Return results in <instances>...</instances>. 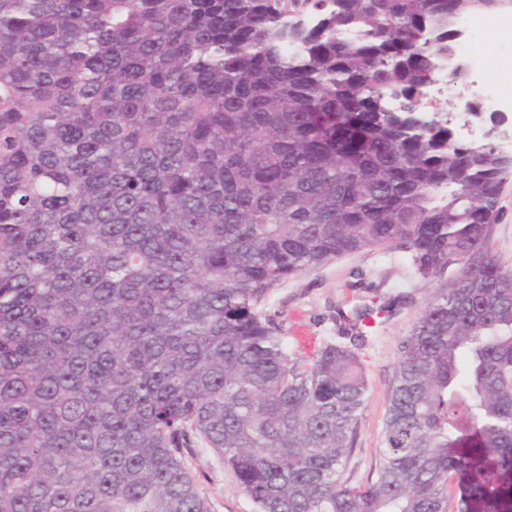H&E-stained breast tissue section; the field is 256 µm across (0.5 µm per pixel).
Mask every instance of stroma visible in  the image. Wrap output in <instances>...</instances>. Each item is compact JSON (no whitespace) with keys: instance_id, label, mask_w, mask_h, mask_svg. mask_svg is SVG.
<instances>
[{"instance_id":"1","label":"stroma","mask_w":512,"mask_h":512,"mask_svg":"<svg viewBox=\"0 0 512 512\" xmlns=\"http://www.w3.org/2000/svg\"><path fill=\"white\" fill-rule=\"evenodd\" d=\"M473 51L481 57L497 55L488 76L512 73V43L503 44L497 26H490L476 38ZM491 246L503 263L512 266V176L501 188ZM449 283L446 275L433 279L417 276L407 251L369 247L288 278L273 288L260 306L263 313L279 324L286 340L309 336L320 341L344 335L338 315L351 316L359 309L394 302V309L382 325L369 332L361 349L368 401L345 472L350 485H366L379 467L397 344L409 334L422 307ZM187 465L209 503L210 512H255L254 503L243 493L233 474L212 454L199 453L189 458Z\"/></svg>"}]
</instances>
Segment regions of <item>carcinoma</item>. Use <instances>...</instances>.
Listing matches in <instances>:
<instances>
[{
  "mask_svg": "<svg viewBox=\"0 0 512 512\" xmlns=\"http://www.w3.org/2000/svg\"><path fill=\"white\" fill-rule=\"evenodd\" d=\"M323 2L0 0V512H209L199 443L257 512H512V159L405 119L505 0ZM367 247L455 276L352 487L359 353L259 306ZM499 207L498 221L493 226L491 246L501 261L512 267V175L501 188Z\"/></svg>",
  "mask_w": 512,
  "mask_h": 512,
  "instance_id": "cac0c4a2",
  "label": "carcinoma"
}]
</instances>
